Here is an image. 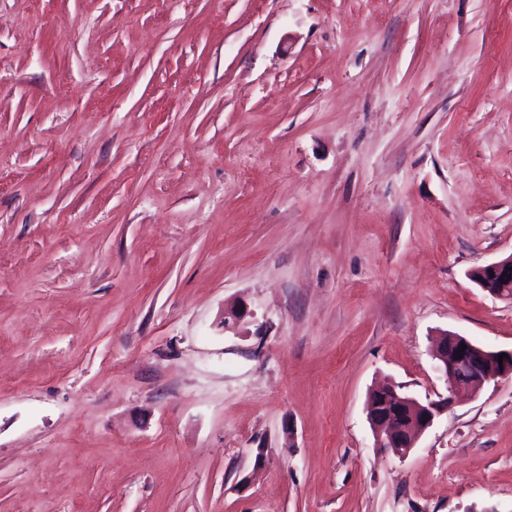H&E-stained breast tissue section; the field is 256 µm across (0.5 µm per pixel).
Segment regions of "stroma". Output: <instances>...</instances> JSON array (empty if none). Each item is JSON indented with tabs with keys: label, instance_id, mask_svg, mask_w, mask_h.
I'll use <instances>...</instances> for the list:
<instances>
[{
	"label": "stroma",
	"instance_id": "35a3bbf8",
	"mask_svg": "<svg viewBox=\"0 0 512 512\" xmlns=\"http://www.w3.org/2000/svg\"><path fill=\"white\" fill-rule=\"evenodd\" d=\"M510 255L512 0H0V512H512V375L366 413Z\"/></svg>",
	"mask_w": 512,
	"mask_h": 512
}]
</instances>
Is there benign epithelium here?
<instances>
[{
  "label": "benign epithelium",
  "instance_id": "obj_1",
  "mask_svg": "<svg viewBox=\"0 0 512 512\" xmlns=\"http://www.w3.org/2000/svg\"><path fill=\"white\" fill-rule=\"evenodd\" d=\"M470 278L492 296L512 301V255L474 269ZM460 349L463 354L459 356ZM499 355L500 352L487 350L462 335L442 333L432 357L434 368L446 382L450 396L421 403L401 393L393 384L372 389L367 397L366 412L379 446L401 457L407 456L452 400L471 399L485 384L512 374V351L503 359Z\"/></svg>",
  "mask_w": 512,
  "mask_h": 512
}]
</instances>
